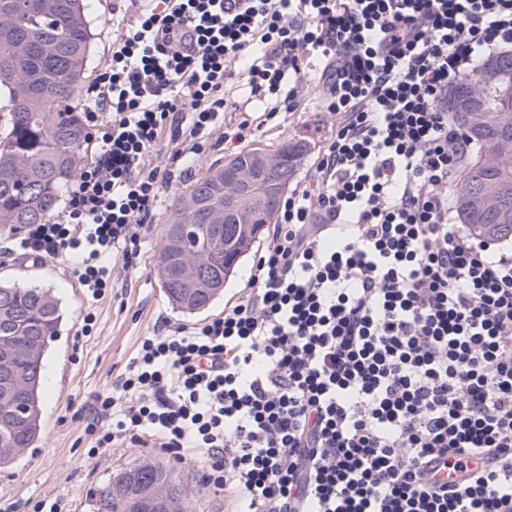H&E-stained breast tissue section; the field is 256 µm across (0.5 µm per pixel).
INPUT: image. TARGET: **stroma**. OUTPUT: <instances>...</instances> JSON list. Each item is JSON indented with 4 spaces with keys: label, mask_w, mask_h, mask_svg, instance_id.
Returning <instances> with one entry per match:
<instances>
[{
    "label": "stroma",
    "mask_w": 512,
    "mask_h": 512,
    "mask_svg": "<svg viewBox=\"0 0 512 512\" xmlns=\"http://www.w3.org/2000/svg\"><path fill=\"white\" fill-rule=\"evenodd\" d=\"M93 33L90 64L83 86L84 99L96 94V78L112 53L113 41L133 25L139 15L138 0H92ZM323 63L310 56L296 83L293 109H281L254 130L245 142H225L223 131H215L196 150L173 156L170 147L159 144L150 160L169 174L163 189L164 206L152 210L139 229L138 252L131 260L114 261V287L101 299H93L74 272L73 261L37 260L13 252L0 254V279L19 286L51 289L60 298L65 321L45 359L44 437L27 449L6 471H0V512H33L36 503L58 505L61 512H94L95 495L113 474L144 461L169 466L197 500L198 512H224L223 490L205 485L202 471L191 460L179 461L153 445L123 444L96 448L87 432L97 398L111 395L136 357L144 337L185 327H202L223 316L225 307L238 303L251 291L254 264L270 236H263L241 266L237 277L206 313L186 315L173 309L161 286L157 271L161 226L173 204L182 202L193 182L211 165L221 164L237 153L255 147L268 153L284 144L301 143L305 154L297 163L294 186L308 182L318 158L336 131V118L320 105L319 77ZM248 74L236 66L224 85L227 106L224 129L236 128L243 120L264 117V108L251 99L245 87ZM94 314L91 333H84L83 319Z\"/></svg>",
    "instance_id": "1"
}]
</instances>
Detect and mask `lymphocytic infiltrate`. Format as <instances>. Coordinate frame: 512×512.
Wrapping results in <instances>:
<instances>
[{"label": "lymphocytic infiltrate", "instance_id": "lymphocytic-infiltrate-1", "mask_svg": "<svg viewBox=\"0 0 512 512\" xmlns=\"http://www.w3.org/2000/svg\"><path fill=\"white\" fill-rule=\"evenodd\" d=\"M512 46V0H145L81 114L98 157L22 254H81L95 297L136 248L166 179L163 131L224 123L230 67L289 107L320 52L338 118L314 185L279 208L252 291L199 329L144 337L96 445L158 440L200 459L237 512H512V253L455 224L471 149L442 106L481 57ZM469 466L451 487L432 465Z\"/></svg>", "mask_w": 512, "mask_h": 512}]
</instances>
